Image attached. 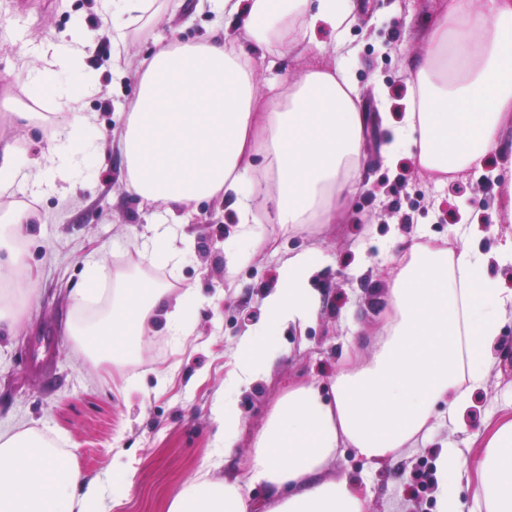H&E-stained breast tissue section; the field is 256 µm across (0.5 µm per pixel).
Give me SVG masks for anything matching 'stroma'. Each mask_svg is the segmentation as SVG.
<instances>
[{
  "mask_svg": "<svg viewBox=\"0 0 512 512\" xmlns=\"http://www.w3.org/2000/svg\"><path fill=\"white\" fill-rule=\"evenodd\" d=\"M197 3L165 0L151 30L131 33L117 47L95 0H0V36L8 40L0 45V144L19 142L33 156L45 151L54 131L55 99L68 81L62 77L30 89L17 85L10 71L32 46L59 42L83 26L94 33L83 68L98 86L84 99L86 112L95 116L89 135L109 154L102 163L93 152L81 153L82 178L90 190L72 194L62 187L36 200L18 187L9 198L35 214L21 248L36 273V291L31 298L14 293L0 302L1 311L20 320L14 333L0 332V434L31 429L72 449L82 474L103 486L106 512H167L184 484L208 465L245 463L251 434L290 385L330 384L348 351L372 353L387 307L389 261L406 242L421 234L444 241L455 225L473 224L481 233L479 247L487 251L512 224L492 181L497 155L482 169L437 185L408 152L391 159L384 150L382 125L402 112L409 69L424 53L414 34L433 24L448 0H345L352 19L345 33L349 61L369 122L362 141L363 177L335 223L286 231L257 214L263 240L239 242L248 259L229 278L224 246L236 216L214 198L201 202L188 227L191 252L178 271L141 259L135 237L146 233L154 214L126 192L124 162L111 144L112 130L137 88V75L124 61L148 56L159 38L207 40L212 16ZM315 40L322 54L253 51L258 82L274 75L285 81L315 64H334L335 32L318 29ZM13 98L41 113L42 121L17 120L1 105ZM312 248L322 255L312 280L319 295L315 318L303 330L268 323L263 299L276 288L284 260ZM92 253L107 268L137 265L148 278L170 281L177 290L197 289L202 299L189 313L191 335L176 339L161 332L122 364L88 363L69 324L75 290L83 285V260ZM259 326L289 354L273 379L255 381L230 401L248 435L227 452L215 441L214 409L225 401L224 378L239 338ZM500 341L493 371L472 392L461 417L465 432L436 417L426 448L375 470L348 453L337 457L329 477L366 482L368 512H437L444 490L467 497L465 483L441 481L439 446L465 447L467 433L512 415L511 318Z\"/></svg>",
  "mask_w": 512,
  "mask_h": 512,
  "instance_id": "obj_1",
  "label": "stroma"
}]
</instances>
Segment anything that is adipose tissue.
Wrapping results in <instances>:
<instances>
[{"label": "adipose tissue", "mask_w": 512, "mask_h": 512, "mask_svg": "<svg viewBox=\"0 0 512 512\" xmlns=\"http://www.w3.org/2000/svg\"><path fill=\"white\" fill-rule=\"evenodd\" d=\"M156 0H96L104 19L122 17L112 36L126 43L132 26L150 23ZM458 0L418 35L425 53L410 73L405 108L392 127L388 153L416 150L419 167L435 182L481 166L493 152L512 148V0ZM213 35L205 42H157L138 61L136 95L117 135L126 166V189L143 204L164 205L166 220L141 237L145 258L178 267L189 245H176V228L188 225L200 202L223 198L238 216L235 235L260 241L251 219L263 209L280 226L330 224L345 196L360 180L361 144L367 115L348 71L344 52L334 65L311 68L258 90L248 50L226 35L225 19L242 27L251 47L279 55L310 51L317 29L343 34L349 15L343 0H215ZM91 34L77 28L61 42L37 47L50 54L42 70L27 59L15 64V79L54 82L78 74ZM57 101L59 131L42 157L27 158L16 145L0 148V195L18 185L33 198L58 183L77 189L75 155L85 145L91 118L84 98ZM262 166L251 164L252 157ZM31 212H0V268L11 285L33 294L32 270L18 242L27 237ZM475 226L454 228L455 248L414 242L397 259L388 280V305L369 361L349 357L336 367L330 388L316 383L289 386L252 440L243 473L213 475L205 469L183 486L168 512H368V495L357 480L327 477L345 450L370 467L394 460L428 442L430 421L447 413L458 421L471 390L481 387L492 360L486 352L512 316V289L491 278L490 263H512V230L498 246L475 251ZM319 261L315 250L294 254L280 269L279 286L264 299L269 322L305 327L317 301L308 280ZM192 290L129 272H116L105 308L76 320L92 365L115 362L137 350L164 327L189 333ZM481 355L482 363L469 359ZM284 356L257 328L241 336L225 394L272 376ZM479 449L442 448L440 469L475 471L468 501L453 498L441 512H512V417L471 438ZM72 451L24 430L0 434V512H103L101 491L85 482ZM266 490L251 505L247 490Z\"/></svg>", "instance_id": "1"}]
</instances>
